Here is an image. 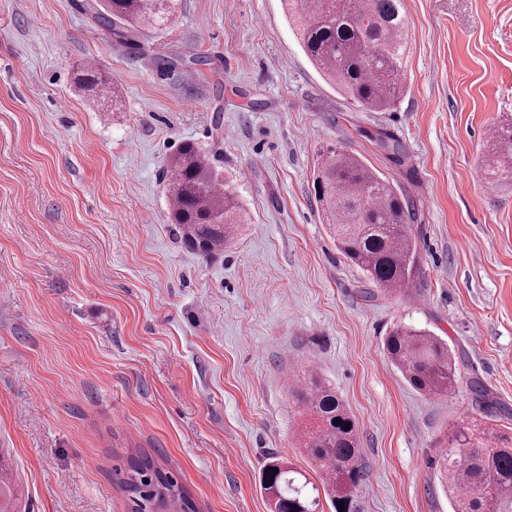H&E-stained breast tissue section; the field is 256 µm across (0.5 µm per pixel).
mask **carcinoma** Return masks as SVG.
<instances>
[{
	"mask_svg": "<svg viewBox=\"0 0 512 512\" xmlns=\"http://www.w3.org/2000/svg\"><path fill=\"white\" fill-rule=\"evenodd\" d=\"M170 0H104L94 12L97 26L122 43L143 29L168 22ZM297 23L302 49L312 65L347 98L369 112L391 111L406 91L404 76L407 20L403 0H285ZM188 62L205 66L208 58L154 57L159 69ZM86 91L110 87L94 68L78 77ZM488 166L495 175L512 176V123L493 128ZM336 247L384 291L405 288L414 267L415 246L408 231L411 211L392 184L355 153L333 147L315 178ZM167 194L170 221L184 243L208 256L224 247L242 223L235 196L202 149L182 145L171 158ZM389 360L418 390L446 395L456 386V361L442 338L398 325L386 338ZM478 407L494 405L485 385L470 382ZM298 400L321 418L305 442L335 510L352 512L353 498L366 480L355 422L335 392L316 377L295 389ZM340 423H335V419ZM440 475L452 512H512V432L457 427L442 455ZM123 487L135 512H198L172 475L151 458L127 459ZM307 477L267 458L261 480L271 512H320V496L307 492Z\"/></svg>",
	"mask_w": 512,
	"mask_h": 512,
	"instance_id": "1",
	"label": "carcinoma"
}]
</instances>
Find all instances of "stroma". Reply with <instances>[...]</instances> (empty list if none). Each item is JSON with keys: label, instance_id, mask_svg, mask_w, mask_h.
<instances>
[{"label": "stroma", "instance_id": "obj_1", "mask_svg": "<svg viewBox=\"0 0 512 512\" xmlns=\"http://www.w3.org/2000/svg\"><path fill=\"white\" fill-rule=\"evenodd\" d=\"M97 2L0 0V468L16 512H132L139 452L199 512H269V455L320 479L301 444L317 418L286 384L311 374L358 428L357 512H451L439 457L454 425H485L470 379L512 407V180L482 160L512 122V0H404L408 88L389 112L322 79L281 0H176L135 48L96 26ZM199 54L208 66L154 64ZM90 64L105 98L75 85ZM185 142L219 160L246 218L209 257L167 221ZM330 146L410 204L409 287L383 292L337 249L314 190ZM398 324L457 354L451 394L390 362Z\"/></svg>", "mask_w": 512, "mask_h": 512}]
</instances>
